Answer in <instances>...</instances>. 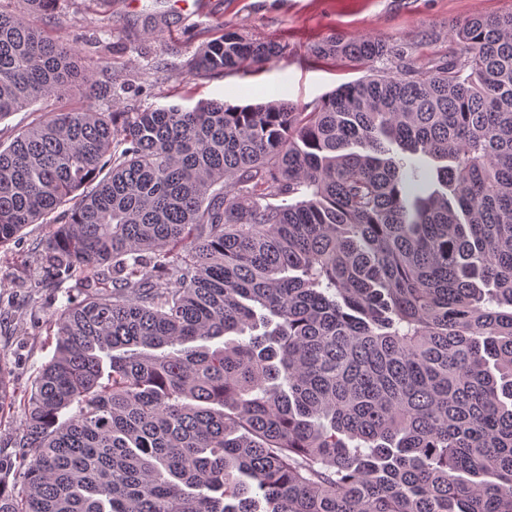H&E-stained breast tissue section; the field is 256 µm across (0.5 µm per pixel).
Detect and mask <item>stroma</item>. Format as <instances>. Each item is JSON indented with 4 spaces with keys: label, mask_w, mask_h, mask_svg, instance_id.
<instances>
[{
    "label": "stroma",
    "mask_w": 512,
    "mask_h": 512,
    "mask_svg": "<svg viewBox=\"0 0 512 512\" xmlns=\"http://www.w3.org/2000/svg\"><path fill=\"white\" fill-rule=\"evenodd\" d=\"M512 12V0H60L54 13L30 17L52 38H73L86 72L108 71L121 111L150 105L186 107L206 100L256 104L287 99L315 106L343 83L364 76L363 68L340 59L311 57L309 49L328 35L373 36L402 47L406 60L430 68L452 59L458 44L453 25L475 15ZM256 41L280 44L281 54L258 70L188 74L186 63L216 38L217 23ZM100 98L67 92L39 101L0 121V141L49 112L101 107ZM50 231L32 224L19 239L0 247V363L10 376L15 404L0 416V439L15 436L24 400L55 342L50 323L67 289L28 287L39 267L37 246Z\"/></svg>",
    "instance_id": "1"
}]
</instances>
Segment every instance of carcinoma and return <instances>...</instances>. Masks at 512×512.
<instances>
[{"instance_id": "carcinoma-1", "label": "carcinoma", "mask_w": 512, "mask_h": 512, "mask_svg": "<svg viewBox=\"0 0 512 512\" xmlns=\"http://www.w3.org/2000/svg\"><path fill=\"white\" fill-rule=\"evenodd\" d=\"M0 8V120L73 46ZM194 72L280 52L217 23ZM426 71L366 36L326 93L72 109L0 144V246L76 280L0 453V512H512V12Z\"/></svg>"}]
</instances>
